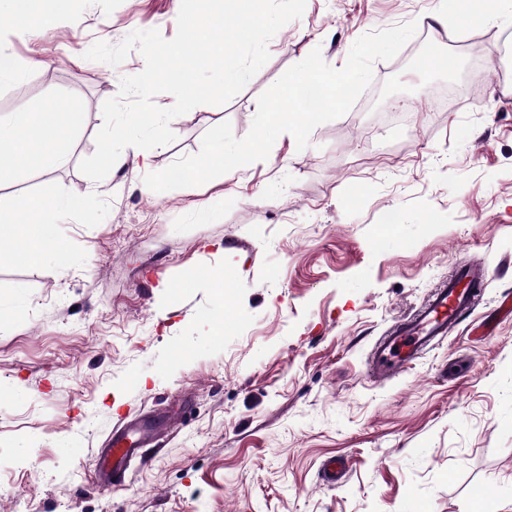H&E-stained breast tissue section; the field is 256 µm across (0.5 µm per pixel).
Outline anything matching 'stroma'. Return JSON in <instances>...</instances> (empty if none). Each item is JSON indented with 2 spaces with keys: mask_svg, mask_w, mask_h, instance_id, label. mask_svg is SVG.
I'll return each mask as SVG.
<instances>
[{
  "mask_svg": "<svg viewBox=\"0 0 512 512\" xmlns=\"http://www.w3.org/2000/svg\"><path fill=\"white\" fill-rule=\"evenodd\" d=\"M411 21L416 37L306 149L283 134L204 185L144 184L214 126L246 136L259 96L313 49L336 69L362 35ZM153 28L175 36L176 0H72L33 35L0 23L18 63L0 115L48 97L84 114L67 164L0 187L5 205L61 186L84 200L56 219L69 262L0 261V512H471L483 487L486 512H512V55L488 52L512 22L462 23L453 0H307L239 94L93 181L79 163L102 105L145 60L84 54ZM462 80L466 101L433 111L436 83ZM388 86L402 116L381 110ZM480 263L492 276L448 337L371 376L375 341ZM145 417L160 451L99 489L112 429ZM331 458L347 463L333 485Z\"/></svg>",
  "mask_w": 512,
  "mask_h": 512,
  "instance_id": "35a3bbf8",
  "label": "stroma"
}]
</instances>
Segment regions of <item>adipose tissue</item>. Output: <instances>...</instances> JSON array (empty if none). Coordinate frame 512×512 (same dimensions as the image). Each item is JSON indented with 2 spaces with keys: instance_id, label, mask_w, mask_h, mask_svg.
<instances>
[{
  "instance_id": "1",
  "label": "adipose tissue",
  "mask_w": 512,
  "mask_h": 512,
  "mask_svg": "<svg viewBox=\"0 0 512 512\" xmlns=\"http://www.w3.org/2000/svg\"><path fill=\"white\" fill-rule=\"evenodd\" d=\"M83 120L79 109L55 97L45 99L38 110L22 105L1 116L0 184L14 181L30 170L65 165L71 139ZM11 206L23 211L28 220L23 225L15 224L0 209V241L7 238L21 241L20 259L33 263L49 258L70 259L68 247L50 233L49 226L53 217L80 210L79 197L60 188L48 196H17Z\"/></svg>"
}]
</instances>
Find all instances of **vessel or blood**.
Wrapping results in <instances>:
<instances>
[{
    "label": "vessel or blood",
    "instance_id": "vessel-or-blood-1",
    "mask_svg": "<svg viewBox=\"0 0 512 512\" xmlns=\"http://www.w3.org/2000/svg\"><path fill=\"white\" fill-rule=\"evenodd\" d=\"M491 270L486 266H462L436 287L408 319L396 323L374 344L369 358L373 376L387 380L413 368L422 355L447 337L460 317L479 299ZM155 427L140 422L117 428L108 448L95 464L97 484L105 490L122 483L124 465L143 448Z\"/></svg>",
    "mask_w": 512,
    "mask_h": 512
}]
</instances>
